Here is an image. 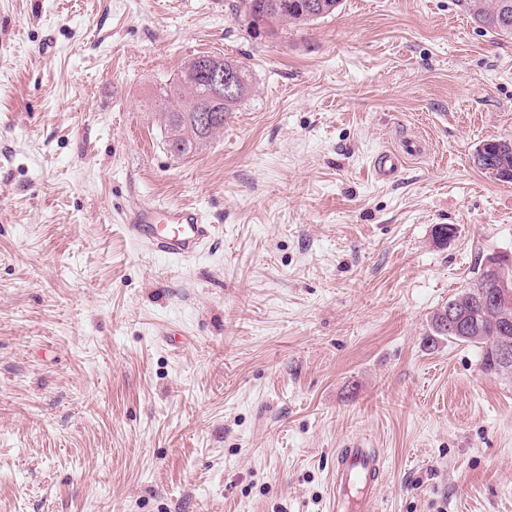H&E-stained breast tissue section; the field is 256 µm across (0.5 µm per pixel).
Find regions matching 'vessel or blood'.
Masks as SVG:
<instances>
[{
  "label": "vessel or blood",
  "instance_id": "b4317fda",
  "mask_svg": "<svg viewBox=\"0 0 512 512\" xmlns=\"http://www.w3.org/2000/svg\"><path fill=\"white\" fill-rule=\"evenodd\" d=\"M421 149L420 141H406L402 155L381 154L374 168L381 178H391L399 167L400 157L418 156ZM125 233L154 253L177 258L197 255L215 235L213 225L199 209L154 203L139 204L129 210ZM334 471L336 512H367L382 481L380 449L366 447L359 440L351 442L337 452Z\"/></svg>",
  "mask_w": 512,
  "mask_h": 512
}]
</instances>
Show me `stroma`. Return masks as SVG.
<instances>
[{
	"instance_id": "obj_1",
	"label": "stroma",
	"mask_w": 512,
	"mask_h": 512,
	"mask_svg": "<svg viewBox=\"0 0 512 512\" xmlns=\"http://www.w3.org/2000/svg\"><path fill=\"white\" fill-rule=\"evenodd\" d=\"M239 2L0 0V512H333L354 438L385 455L372 512H512V372L428 340L512 257V182L472 163L512 139V37L462 0L276 36ZM202 55L252 90L175 157L151 106ZM137 201L214 241L144 250ZM126 220L129 239L169 257H194L215 235L214 225L193 207L138 204Z\"/></svg>"
}]
</instances>
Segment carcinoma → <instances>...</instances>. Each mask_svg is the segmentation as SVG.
Wrapping results in <instances>:
<instances>
[{"label":"carcinoma","mask_w":512,"mask_h":512,"mask_svg":"<svg viewBox=\"0 0 512 512\" xmlns=\"http://www.w3.org/2000/svg\"><path fill=\"white\" fill-rule=\"evenodd\" d=\"M272 0H241L240 9L250 28L255 20L270 17L271 28L266 30L276 35L286 25H308L330 16L339 8L341 0H279L280 10L271 13ZM465 9L477 28L499 36L512 37V0H463ZM195 65L183 67L173 85L162 90L158 108L164 117L166 146L176 156H187L224 127V117L234 111L238 103L248 95L251 80L248 69L240 61L214 56L194 59ZM234 72L241 77L243 87L240 95L233 99L215 101L210 98L209 84L213 68ZM473 165L496 179L512 180V141L499 139L492 150L473 155ZM498 288V279L482 269L477 280L448 299V304L438 309L431 318V342L448 339L477 348L481 354L484 372L499 374L503 368L494 362L495 349L501 340L512 337V317L502 318L497 306L482 300V296ZM455 310L464 333L450 334L439 320L448 308Z\"/></svg>","instance_id":"carcinoma-1"}]
</instances>
